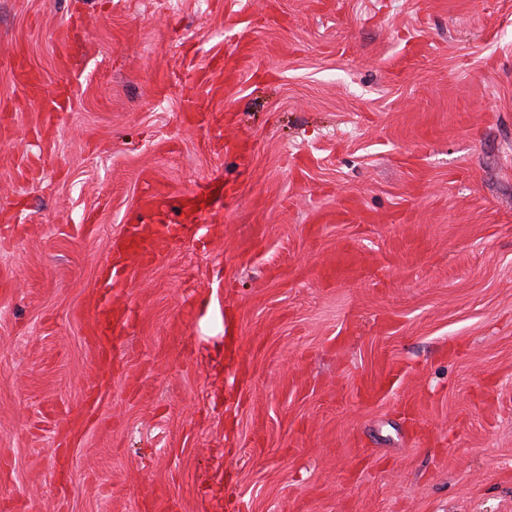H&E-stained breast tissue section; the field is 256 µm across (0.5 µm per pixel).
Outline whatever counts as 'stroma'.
<instances>
[{"mask_svg":"<svg viewBox=\"0 0 512 512\" xmlns=\"http://www.w3.org/2000/svg\"><path fill=\"white\" fill-rule=\"evenodd\" d=\"M14 53L79 83L0 65V512H512V0H0ZM216 169L99 370L143 178ZM149 224H126L124 231L116 240L109 242L108 251L110 261L102 267L98 283L102 299L97 303L93 319L96 328L95 342L99 346L98 361L111 358L112 330L123 329L130 321L132 309L114 316L112 313V297H119V288L125 285L126 268L116 266L112 261V251H122L134 255L140 266L151 265L160 254V240H169L158 236L156 229L148 231Z\"/></svg>","mask_w":512,"mask_h":512,"instance_id":"35a3bbf8","label":"stroma"}]
</instances>
